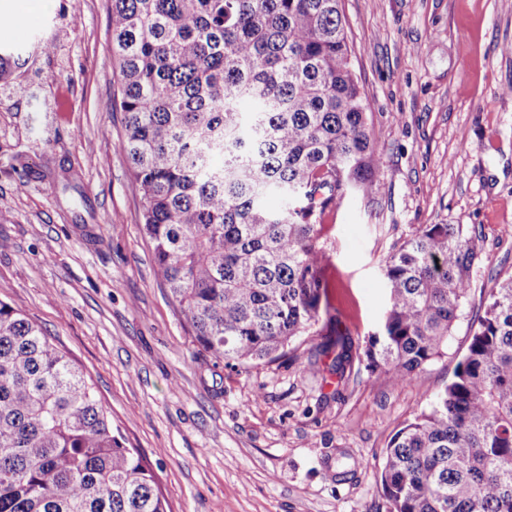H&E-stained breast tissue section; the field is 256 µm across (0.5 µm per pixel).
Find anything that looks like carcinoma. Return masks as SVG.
Wrapping results in <instances>:
<instances>
[{"label":"carcinoma","instance_id":"cac0c4a2","mask_svg":"<svg viewBox=\"0 0 512 512\" xmlns=\"http://www.w3.org/2000/svg\"><path fill=\"white\" fill-rule=\"evenodd\" d=\"M340 2L109 0L111 110L142 231L184 326L217 360L271 363L298 336L328 337L340 375L354 359L328 303L324 219L384 183ZM23 54L0 43V84ZM481 241L474 225L425 224L386 257L371 372L398 385L445 355ZM380 485L388 512H512L511 274L453 378L383 449ZM0 512H167L84 374L2 301Z\"/></svg>","mask_w":512,"mask_h":512}]
</instances>
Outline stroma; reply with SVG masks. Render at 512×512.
Segmentation results:
<instances>
[{"mask_svg":"<svg viewBox=\"0 0 512 512\" xmlns=\"http://www.w3.org/2000/svg\"><path fill=\"white\" fill-rule=\"evenodd\" d=\"M107 7L50 0L0 87V301L83 371L171 512H387L383 448L447 385L495 278L512 274V0H342L385 184L326 219L329 300L356 345L381 329L394 246L425 224L483 235L447 354L396 386L363 358L336 375L320 336L273 364L198 351L118 150ZM38 36L58 38L62 60Z\"/></svg>","mask_w":512,"mask_h":512,"instance_id":"1","label":"stroma"}]
</instances>
